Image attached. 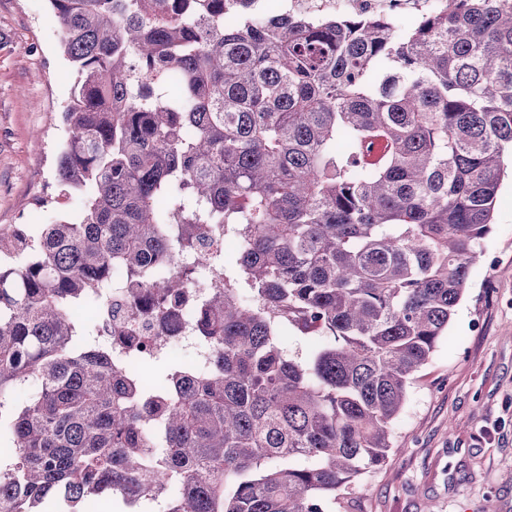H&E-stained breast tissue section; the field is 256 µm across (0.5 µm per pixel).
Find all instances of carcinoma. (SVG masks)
Returning a JSON list of instances; mask_svg holds the SVG:
<instances>
[{
  "instance_id": "1",
  "label": "carcinoma",
  "mask_w": 512,
  "mask_h": 512,
  "mask_svg": "<svg viewBox=\"0 0 512 512\" xmlns=\"http://www.w3.org/2000/svg\"><path fill=\"white\" fill-rule=\"evenodd\" d=\"M49 2L77 71L58 183L84 198L0 233V512H328L395 452L491 231L512 0H444L406 30L261 0ZM185 253L214 274L204 374L126 344L105 298L118 264L137 318L175 330Z\"/></svg>"
}]
</instances>
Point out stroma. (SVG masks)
I'll return each instance as SVG.
<instances>
[{
	"label": "stroma",
	"mask_w": 512,
	"mask_h": 512,
	"mask_svg": "<svg viewBox=\"0 0 512 512\" xmlns=\"http://www.w3.org/2000/svg\"><path fill=\"white\" fill-rule=\"evenodd\" d=\"M73 65L48 0H0V230L75 215L59 197ZM484 263L448 335L410 385L396 454L337 512H512V177H504Z\"/></svg>",
	"instance_id": "obj_1"
}]
</instances>
